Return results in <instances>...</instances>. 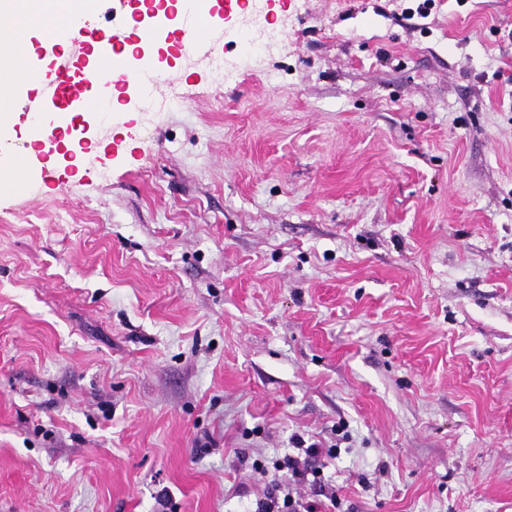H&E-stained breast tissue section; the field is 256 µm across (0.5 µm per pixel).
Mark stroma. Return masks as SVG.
<instances>
[{
    "instance_id": "obj_1",
    "label": "stroma",
    "mask_w": 512,
    "mask_h": 512,
    "mask_svg": "<svg viewBox=\"0 0 512 512\" xmlns=\"http://www.w3.org/2000/svg\"><path fill=\"white\" fill-rule=\"evenodd\" d=\"M0 191V512H512V0H266ZM296 448L304 454V459L299 456L288 455L274 463L277 471L283 472L285 484L282 481H275L268 489L264 500L257 503L255 512H284L295 503V500L285 493L286 487L290 482L297 483L308 480V476H313V482L321 475L320 466H316L317 461L324 457L336 456L335 446L323 448L320 443H311L304 446L305 441L302 437L295 438Z\"/></svg>"
}]
</instances>
